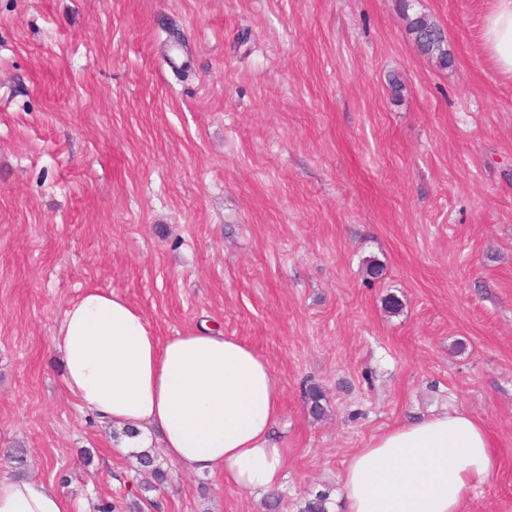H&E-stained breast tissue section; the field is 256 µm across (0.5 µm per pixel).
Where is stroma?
<instances>
[{"label": "stroma", "mask_w": 512, "mask_h": 512, "mask_svg": "<svg viewBox=\"0 0 512 512\" xmlns=\"http://www.w3.org/2000/svg\"><path fill=\"white\" fill-rule=\"evenodd\" d=\"M492 5L0 0V476L20 444L70 512L139 500L52 345L100 288L160 338L207 320L268 362L278 512L324 490L344 512L357 449L453 409L496 453L465 512H512V77L483 46ZM417 15L448 66L416 48ZM154 498L144 512H268L218 474ZM409 32L419 50L440 65L448 64L447 40L443 30L426 16H415L409 22Z\"/></svg>", "instance_id": "35a3bbf8"}]
</instances>
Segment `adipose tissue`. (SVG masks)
Instances as JSON below:
<instances>
[{"mask_svg": "<svg viewBox=\"0 0 512 512\" xmlns=\"http://www.w3.org/2000/svg\"><path fill=\"white\" fill-rule=\"evenodd\" d=\"M483 41L512 76V0H494ZM67 392L100 420L159 436L186 472H216L227 485L265 492L282 478L275 435L280 385L247 345L201 326L160 339L142 311L112 292L86 289L53 337ZM495 455L488 432L453 410L408 421L358 449L342 476L346 512H463ZM0 512H69L35 479L0 478Z\"/></svg>", "mask_w": 512, "mask_h": 512, "instance_id": "ef3b65f1", "label": "adipose tissue"}]
</instances>
